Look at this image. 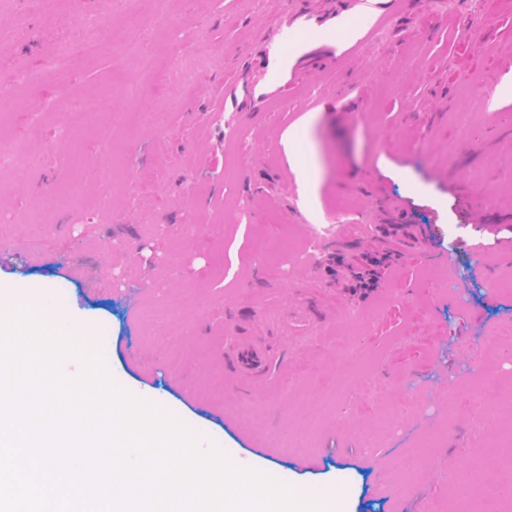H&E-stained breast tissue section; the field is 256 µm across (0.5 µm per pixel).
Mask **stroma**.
Instances as JSON below:
<instances>
[{
    "label": "stroma",
    "instance_id": "obj_1",
    "mask_svg": "<svg viewBox=\"0 0 512 512\" xmlns=\"http://www.w3.org/2000/svg\"><path fill=\"white\" fill-rule=\"evenodd\" d=\"M379 3L371 29L357 0H177L168 17L126 0L112 27L129 54L107 46L48 74L33 97L51 107L34 125L0 96V138L35 157L0 164V278L47 285L66 317L99 324L113 382L240 467L339 486L349 512H448L453 500L512 512V497L479 493L490 475L512 487V0ZM97 8H0V28L41 33L0 49V77L43 67ZM337 9L342 26L282 48L292 57L311 39L322 53L283 77L263 71L286 16ZM342 42L353 51L329 53ZM144 53L177 78L153 86ZM255 84L268 98L248 93ZM67 88L107 96L109 112L88 122ZM463 111L476 118L452 154ZM102 167L108 184L85 180ZM256 234L273 253L252 250ZM447 270L451 294L435 280ZM237 336L273 353L268 380L230 375ZM485 376L497 397L482 403Z\"/></svg>",
    "mask_w": 512,
    "mask_h": 512
}]
</instances>
